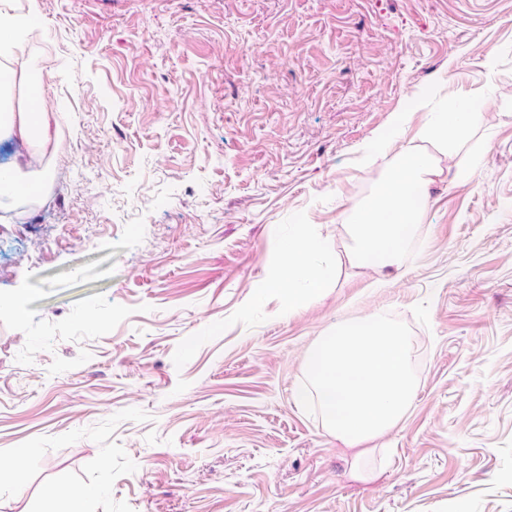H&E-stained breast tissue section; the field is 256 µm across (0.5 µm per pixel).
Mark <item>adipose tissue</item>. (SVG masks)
I'll use <instances>...</instances> for the list:
<instances>
[{
  "label": "adipose tissue",
  "mask_w": 512,
  "mask_h": 512,
  "mask_svg": "<svg viewBox=\"0 0 512 512\" xmlns=\"http://www.w3.org/2000/svg\"><path fill=\"white\" fill-rule=\"evenodd\" d=\"M29 48L27 13L14 0H0V70L12 76L0 92V131L22 148L9 182H0L1 199L28 198L34 184L47 178V171L31 169L30 159L53 154L61 122L54 109L28 101ZM473 122L469 112H434L407 146L395 148L391 137L374 139L362 164L369 168L381 159L385 165L369 197L348 215L345 256L351 267L382 272L402 266L422 223L428 189L445 173L439 160L463 147ZM321 249V240L305 225L282 245L285 261L267 286L287 296L289 307L316 300L330 287L331 267L316 260Z\"/></svg>",
  "instance_id": "1"
}]
</instances>
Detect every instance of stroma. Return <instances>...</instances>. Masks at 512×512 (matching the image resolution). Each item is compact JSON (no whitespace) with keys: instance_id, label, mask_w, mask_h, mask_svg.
I'll return each instance as SVG.
<instances>
[{"instance_id":"stroma-1","label":"stroma","mask_w":512,"mask_h":512,"mask_svg":"<svg viewBox=\"0 0 512 512\" xmlns=\"http://www.w3.org/2000/svg\"><path fill=\"white\" fill-rule=\"evenodd\" d=\"M31 70L63 126L42 202L0 209V512H47L50 483L85 512H512V0H36ZM466 99L375 287L345 258L361 158ZM301 224L335 277L292 310L266 283ZM373 312L417 384L358 479L293 395ZM89 495V490L82 487L59 489L54 485H48L44 491V498L51 503H61L65 510L61 512H84V501Z\"/></svg>"}]
</instances>
